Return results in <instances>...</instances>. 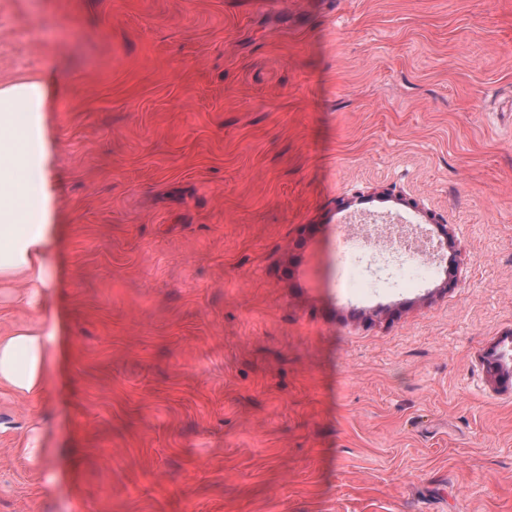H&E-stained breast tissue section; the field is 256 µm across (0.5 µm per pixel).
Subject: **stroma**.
Masks as SVG:
<instances>
[{
  "label": "stroma",
  "mask_w": 512,
  "mask_h": 512,
  "mask_svg": "<svg viewBox=\"0 0 512 512\" xmlns=\"http://www.w3.org/2000/svg\"><path fill=\"white\" fill-rule=\"evenodd\" d=\"M29 78L49 286L0 336L53 366L0 385V512H512V0H0ZM376 214L455 247L349 294ZM53 331L44 322L0 336V384L23 396L40 394L47 383Z\"/></svg>",
  "instance_id": "stroma-1"
}]
</instances>
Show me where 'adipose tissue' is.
<instances>
[{
  "label": "adipose tissue",
  "mask_w": 512,
  "mask_h": 512,
  "mask_svg": "<svg viewBox=\"0 0 512 512\" xmlns=\"http://www.w3.org/2000/svg\"><path fill=\"white\" fill-rule=\"evenodd\" d=\"M42 83L0 88V279L45 284L41 261L47 242ZM53 332L45 323L0 336V384L24 396L47 383Z\"/></svg>",
  "instance_id": "obj_1"
}]
</instances>
